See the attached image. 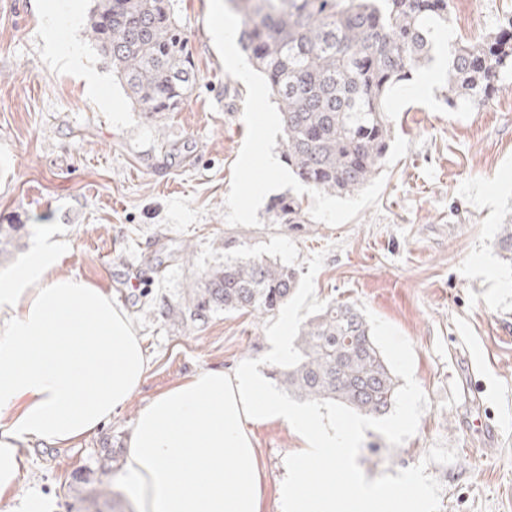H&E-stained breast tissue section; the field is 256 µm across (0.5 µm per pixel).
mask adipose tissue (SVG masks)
I'll return each mask as SVG.
<instances>
[{"instance_id":"ef3b65f1","label":"adipose tissue","mask_w":512,"mask_h":512,"mask_svg":"<svg viewBox=\"0 0 512 512\" xmlns=\"http://www.w3.org/2000/svg\"><path fill=\"white\" fill-rule=\"evenodd\" d=\"M59 256L43 237L0 276V499L15 496L26 447L90 438L150 369L128 314L104 290L57 274ZM275 421L293 422L303 441L281 512H408L402 483L368 481L355 466L358 428L338 432L319 412L298 411L246 361L195 372L142 406L121 473L132 512H262L248 426ZM336 477L347 498H337Z\"/></svg>"}]
</instances>
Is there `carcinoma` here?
<instances>
[{
    "label": "carcinoma",
    "mask_w": 512,
    "mask_h": 512,
    "mask_svg": "<svg viewBox=\"0 0 512 512\" xmlns=\"http://www.w3.org/2000/svg\"><path fill=\"white\" fill-rule=\"evenodd\" d=\"M239 43L280 113V157L310 189L346 197L361 191L389 153L391 88L432 60L448 26L450 0H231ZM88 31L139 111L178 109L195 64L172 0H93ZM512 66V17L449 51L445 101L454 109L495 94ZM273 224H308L302 200L282 194L267 207ZM18 224H0V255ZM512 264V212L497 238ZM297 287L293 269L257 256L226 257L188 286L183 315L222 309L269 314ZM295 362L272 373L289 394L334 401L369 417L387 414L397 393L390 366L364 314L330 303L300 328Z\"/></svg>",
    "instance_id": "cac0c4a2"
}]
</instances>
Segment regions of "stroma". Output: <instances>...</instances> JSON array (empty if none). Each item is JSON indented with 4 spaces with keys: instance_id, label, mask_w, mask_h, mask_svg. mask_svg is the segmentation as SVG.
I'll list each match as a JSON object with an SVG mask.
<instances>
[{
    "instance_id": "stroma-1",
    "label": "stroma",
    "mask_w": 512,
    "mask_h": 512,
    "mask_svg": "<svg viewBox=\"0 0 512 512\" xmlns=\"http://www.w3.org/2000/svg\"><path fill=\"white\" fill-rule=\"evenodd\" d=\"M92 0H0V224L21 225L17 267L45 235L63 246L59 273L102 288L128 312L151 359L134 397L73 448H37L18 501L43 512H131L120 483L139 409L198 369L250 361L263 374L281 330L331 301L355 303L397 381L380 418L332 402L325 426L360 423L357 468L369 480H405L426 512H512V267L495 242L512 210V70L485 105L449 110L447 49L388 95L393 142L380 172L354 196L319 194L280 163V116L239 46L216 24L239 28L225 0H175L196 65L177 111L148 119L128 99L86 30ZM59 23L45 32L39 18ZM512 13V0H451V40H476ZM80 47L81 65L54 66ZM97 78L89 89L85 72ZM277 168H270V161ZM303 201L309 223H270V199ZM296 272L283 314L216 310L179 321L190 281L228 250ZM496 422L484 452L473 419ZM263 475L262 512H280L278 488L302 441L292 423L251 425ZM114 499L91 500L98 479Z\"/></svg>"
}]
</instances>
